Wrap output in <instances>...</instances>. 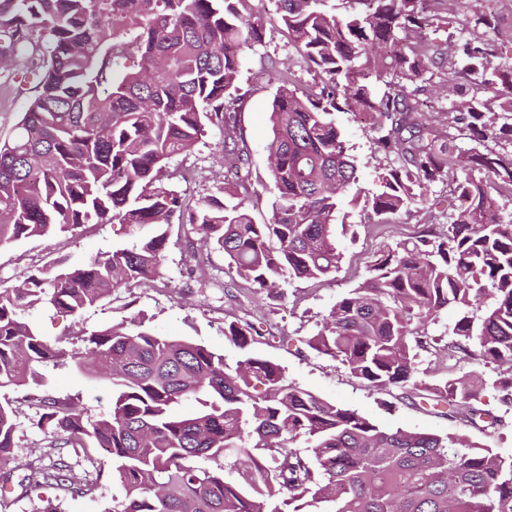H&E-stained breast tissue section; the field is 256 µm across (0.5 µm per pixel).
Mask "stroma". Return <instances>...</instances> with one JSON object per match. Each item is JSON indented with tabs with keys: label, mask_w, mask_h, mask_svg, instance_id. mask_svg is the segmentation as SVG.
Masks as SVG:
<instances>
[{
	"label": "stroma",
	"mask_w": 512,
	"mask_h": 512,
	"mask_svg": "<svg viewBox=\"0 0 512 512\" xmlns=\"http://www.w3.org/2000/svg\"><path fill=\"white\" fill-rule=\"evenodd\" d=\"M455 9L456 32L466 36L474 34L501 45L503 62H512V0H457ZM476 11L495 15L497 29L473 31L467 28L466 18ZM243 13L263 28L262 41L247 50L238 79L244 96L239 128L249 148V210L253 221L261 224L269 219L275 198L268 159L270 105L277 87L271 66L275 63L290 65L303 83L310 81L311 75L283 32L275 0H245ZM37 83V76L23 61L0 66V140L10 134L26 111ZM334 119L350 154L357 161L359 188L373 190L378 173L388 163L385 155L375 148L374 132L355 112L344 110L335 113ZM222 146V132L208 129L193 153L172 160V167L185 171L189 178L168 180V188L193 198L206 194L224 175ZM348 221L346 232L336 235V246L342 255L338 270L319 281L286 283V296L279 301L255 292L229 268L223 252L209 250L204 261L192 257L187 250L184 227L176 219L169 226L162 276L152 287L134 285L120 289L102 306L89 309L80 319L56 315L39 307L29 310L27 317L39 325L47 338L66 350L75 351L82 346L81 328L94 329L139 316L156 332L201 342L223 353L227 362H236L246 354L272 361L281 366L288 381L355 410L380 427L441 436L463 435L503 454H511L512 416L502 426L482 421L474 426L464 423L440 414L432 404L403 390L372 389L309 346L308 341L317 333L322 316L366 276L380 247L415 237L429 224L430 218L426 209L416 204L399 212L388 224L368 223L364 211L358 207L351 209ZM132 237L130 227L105 224L91 227L75 237L52 241L33 238L0 245V285H14L31 267L60 260L85 263L104 246L122 244ZM233 321L251 324L256 329L257 338L247 349H240L225 338L224 327ZM417 368L419 378L431 385L440 384L454 373L485 379L496 375L493 367L475 361L466 360L457 368H450L443 354L432 351L421 352ZM51 393L54 397L91 407L99 415L111 412L107 382L99 376L80 379L68 368H58L51 382ZM4 398L9 399L16 410V446L8 461L0 463V472L12 475L9 489L15 500L9 512H44L49 506L61 507L63 512H118L123 490L108 473L95 490L85 496H74L54 486L41 488L29 496L21 495L18 483L28 464L48 460L46 442L31 427L39 413L37 400L22 399L20 391L11 388L0 390V400Z\"/></svg>",
	"instance_id": "obj_1"
}]
</instances>
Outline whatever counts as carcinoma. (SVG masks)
<instances>
[{"label":"carcinoma","mask_w":512,"mask_h":512,"mask_svg":"<svg viewBox=\"0 0 512 512\" xmlns=\"http://www.w3.org/2000/svg\"><path fill=\"white\" fill-rule=\"evenodd\" d=\"M242 2L150 0L145 13L142 0H0V58L22 56L39 74L27 111L0 141V244L76 236L89 224L141 232L82 265L58 262L0 287V388L43 390L35 427L58 452L28 468L21 494L51 482L92 491L104 468L78 473L61 450L96 447L108 449L123 490L118 512H512V454L462 436L384 429L288 381L271 361L231 365L140 317L83 333L75 353L25 317L36 306L80 317L119 288L155 281L177 213H188L196 248L222 251L255 291L282 299L281 285L338 268L344 204L361 199L375 223L387 224L420 202L448 223L383 246L309 345L372 388L417 393L427 390L416 379L419 351L443 341L428 327L458 308L448 358L506 366L493 385L512 407V222L501 217L512 204V66L495 64L484 39L457 44L454 67L473 82L448 108L451 134L420 109L422 87L406 91L430 84L443 59L429 29L453 24L447 0H351L340 14L326 0H276L314 78L300 93L294 72H276V196L270 221L256 224L238 183L193 202L163 186L170 160L191 153L209 126L223 131L225 154L249 160L236 83L262 32ZM341 109L364 114L376 150L398 160L374 191L348 201L358 166L332 119ZM436 182L448 193L431 199ZM224 336L241 348L254 340L249 325L234 322ZM60 366L81 376L109 370L110 417L50 395ZM484 385L453 377L428 400L474 425L486 416ZM184 402L195 409L175 413ZM15 417L0 403V462L15 447Z\"/></svg>","instance_id":"cac0c4a2"}]
</instances>
